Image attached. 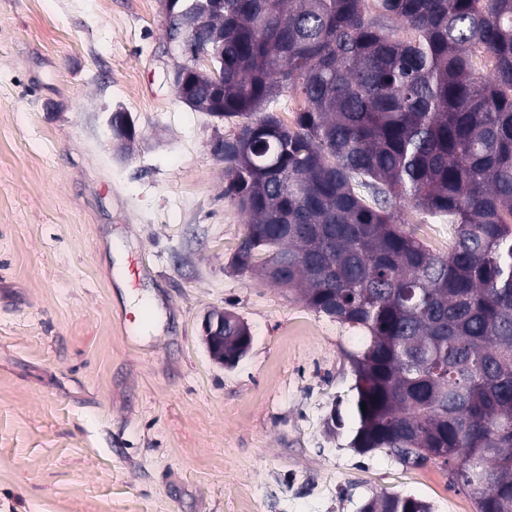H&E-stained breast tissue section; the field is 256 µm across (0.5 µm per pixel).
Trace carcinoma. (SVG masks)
<instances>
[{"label":"carcinoma","mask_w":512,"mask_h":512,"mask_svg":"<svg viewBox=\"0 0 512 512\" xmlns=\"http://www.w3.org/2000/svg\"><path fill=\"white\" fill-rule=\"evenodd\" d=\"M220 10L224 191L242 269L363 333L349 447L439 459L476 512H512V0H174ZM295 89L288 126L263 107ZM454 225L439 256L404 204ZM383 512H432L415 495Z\"/></svg>","instance_id":"1"}]
</instances>
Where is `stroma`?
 Listing matches in <instances>:
<instances>
[{
    "instance_id": "1",
    "label": "stroma",
    "mask_w": 512,
    "mask_h": 512,
    "mask_svg": "<svg viewBox=\"0 0 512 512\" xmlns=\"http://www.w3.org/2000/svg\"><path fill=\"white\" fill-rule=\"evenodd\" d=\"M160 0H0V512H358L380 492L475 512L448 469L330 436L358 331L238 271L245 232ZM136 139L108 127L116 108ZM447 254L451 224L405 209ZM252 346L214 364L201 320ZM109 126L121 144L130 147L135 139V127L131 121L130 114L124 110L111 113L109 117ZM240 322H243L235 314L224 311V309H214L208 311L202 319V338L206 345L207 351L211 359L221 365L227 366V358L229 356L226 345L224 346V337L230 342L232 336H240V342L236 347L235 353L239 355L245 354L251 346L252 336L246 326H244V334L242 336L236 329ZM244 355L235 362L231 367L236 366Z\"/></svg>"
}]
</instances>
